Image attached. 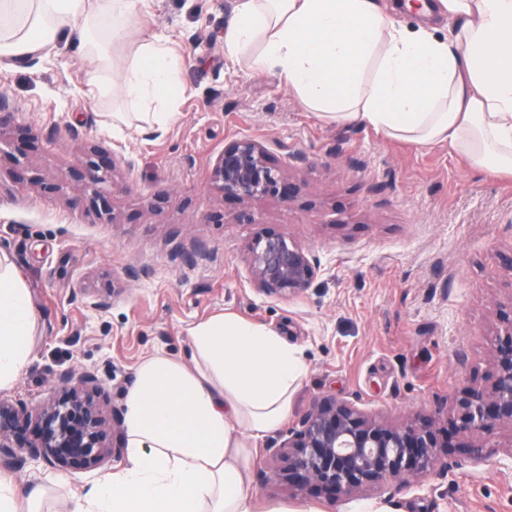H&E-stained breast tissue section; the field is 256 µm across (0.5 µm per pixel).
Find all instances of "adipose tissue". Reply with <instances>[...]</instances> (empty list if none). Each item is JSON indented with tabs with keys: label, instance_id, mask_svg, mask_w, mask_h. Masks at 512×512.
<instances>
[{
	"label": "adipose tissue",
	"instance_id": "obj_1",
	"mask_svg": "<svg viewBox=\"0 0 512 512\" xmlns=\"http://www.w3.org/2000/svg\"><path fill=\"white\" fill-rule=\"evenodd\" d=\"M139 0H0V61L46 55L77 37L92 100L113 85L97 33L119 36ZM421 24H397L381 0H235L224 52L278 71L299 106L418 146L448 143L475 168L512 175V0H424ZM454 19L446 36L430 23ZM182 59L160 36L124 63L126 101L165 130L184 93ZM25 278L0 252V390L28 363L35 327ZM191 364L143 361L126 398L127 464L68 512H255L251 457L287 418L305 374L264 326L218 316L190 330Z\"/></svg>",
	"mask_w": 512,
	"mask_h": 512
}]
</instances>
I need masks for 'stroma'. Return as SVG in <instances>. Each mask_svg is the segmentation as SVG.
Wrapping results in <instances>:
<instances>
[{"instance_id":"obj_1","label":"stroma","mask_w":512,"mask_h":512,"mask_svg":"<svg viewBox=\"0 0 512 512\" xmlns=\"http://www.w3.org/2000/svg\"><path fill=\"white\" fill-rule=\"evenodd\" d=\"M231 10L232 0H139L124 41L108 45L118 60L160 33L182 56L185 93L162 131L113 123L123 98L86 97L90 66L68 35L50 56L0 62V101L13 114L0 126V250L24 270L37 313L30 361L0 400L33 413L90 373L113 434L103 469L0 461V473L22 490L42 486L54 512L124 467L138 365L156 354L190 362V328L226 314L272 329L306 365L286 421L254 454L260 500L318 512H512V424H450L461 391L489 385L495 336L512 321L502 260L512 177L482 173L444 143L386 140L302 110L276 73L225 58ZM239 138L290 164L303 182L294 201L245 205L210 188L216 158ZM105 153L132 166L99 196L89 171ZM243 212L251 223H238ZM267 234L309 251L318 273L306 293L268 296L251 283L246 247ZM326 396L388 424L430 419L448 441L447 469L349 497L288 486L282 446Z\"/></svg>"}]
</instances>
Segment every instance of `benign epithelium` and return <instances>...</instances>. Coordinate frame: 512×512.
<instances>
[{
  "label": "benign epithelium",
  "mask_w": 512,
  "mask_h": 512,
  "mask_svg": "<svg viewBox=\"0 0 512 512\" xmlns=\"http://www.w3.org/2000/svg\"><path fill=\"white\" fill-rule=\"evenodd\" d=\"M212 189L241 203L268 196L293 201L302 182L276 164L266 146L251 138L224 145L210 173ZM247 263L255 288L266 295L296 297L314 282L317 267L301 244L278 234L248 245ZM492 380L469 387L458 399L457 427L487 429L512 423V322L491 354ZM96 379L86 375L76 386L53 392L40 410L0 401V454L19 465L26 459L55 468L93 470L111 457L109 428L95 401ZM441 444L426 419L391 425L369 418L334 397L319 400L300 428L290 431L281 456L282 475L302 489L315 483L327 491L351 494L406 487L421 475L444 467Z\"/></svg>",
  "instance_id": "obj_1"
}]
</instances>
